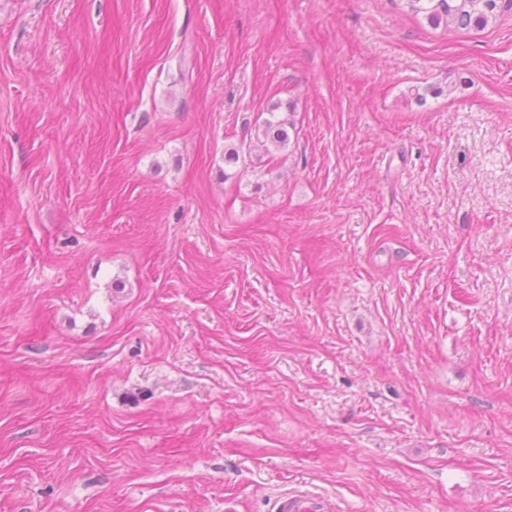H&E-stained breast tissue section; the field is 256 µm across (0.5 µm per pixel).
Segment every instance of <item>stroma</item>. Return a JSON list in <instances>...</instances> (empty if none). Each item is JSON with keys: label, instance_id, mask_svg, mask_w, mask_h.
Instances as JSON below:
<instances>
[{"label": "stroma", "instance_id": "stroma-1", "mask_svg": "<svg viewBox=\"0 0 512 512\" xmlns=\"http://www.w3.org/2000/svg\"><path fill=\"white\" fill-rule=\"evenodd\" d=\"M294 489L512 512V15L0 0V512ZM270 118L263 121L261 136L258 137L261 146L268 153L272 147L275 151H282L288 146V132L285 129L286 121L275 116V112H269Z\"/></svg>", "mask_w": 512, "mask_h": 512}]
</instances>
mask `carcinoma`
Listing matches in <instances>:
<instances>
[{"mask_svg":"<svg viewBox=\"0 0 512 512\" xmlns=\"http://www.w3.org/2000/svg\"><path fill=\"white\" fill-rule=\"evenodd\" d=\"M409 12L423 15L434 28H483L488 22L512 14V0H402ZM260 139L265 151H282L288 146L286 121L269 112Z\"/></svg>","mask_w":512,"mask_h":512,"instance_id":"carcinoma-1","label":"carcinoma"}]
</instances>
